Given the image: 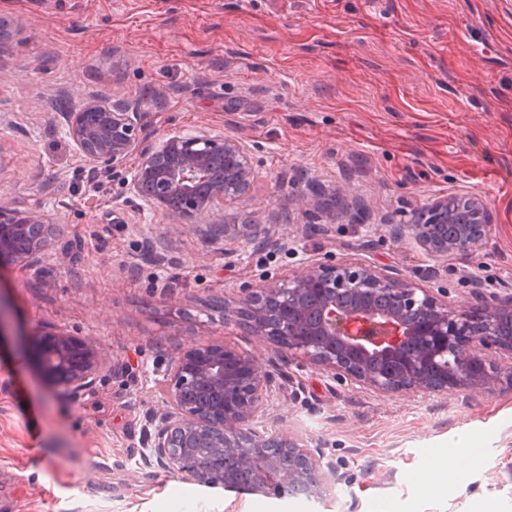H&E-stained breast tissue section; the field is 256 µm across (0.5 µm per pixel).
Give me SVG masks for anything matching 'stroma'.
I'll return each instance as SVG.
<instances>
[{"label": "stroma", "mask_w": 512, "mask_h": 512, "mask_svg": "<svg viewBox=\"0 0 512 512\" xmlns=\"http://www.w3.org/2000/svg\"><path fill=\"white\" fill-rule=\"evenodd\" d=\"M0 20L24 25L0 43V193L57 234L35 268L0 262V512H168L183 478L140 459L167 359L221 337L277 360L224 324L243 284L321 260L393 267L462 305L512 293V0H0ZM99 94L142 101L155 135L249 145L258 181L225 204L226 233L142 208L122 172L90 183L63 108ZM307 180L346 188L368 221L323 226ZM447 194L484 198L482 251L439 260L393 237ZM49 327L120 371L48 388L33 354ZM288 372L263 430L299 433L345 482L320 500L198 485L201 512H512V386L388 397L299 356ZM469 439L480 463L458 457V480L429 489L436 452Z\"/></svg>", "instance_id": "1"}]
</instances>
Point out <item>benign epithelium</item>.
<instances>
[{
    "label": "benign epithelium",
    "instance_id": "benign-epithelium-1",
    "mask_svg": "<svg viewBox=\"0 0 512 512\" xmlns=\"http://www.w3.org/2000/svg\"><path fill=\"white\" fill-rule=\"evenodd\" d=\"M67 132L93 164L117 167L137 156L129 193L155 212L184 224L213 219L224 201L248 196L255 184L251 151L239 137L192 132L154 137L134 101L97 95L68 114ZM302 196L336 221V186L309 181ZM455 197L435 199L391 225L397 238L413 240L428 256L468 257L488 243L489 212L479 223L441 220L455 214ZM53 227L38 209H7L0 202V258L33 267L50 246ZM224 321L275 347L286 363L299 354L332 378L386 395H446L452 390L488 393L512 387V294L483 295L476 307L454 305L394 268L369 263L308 262L287 276L265 278L224 300ZM34 359L53 389L72 394L92 387L110 360L86 336L44 330ZM166 407L148 416L142 465L161 466L206 486H224L220 448L237 456L251 483L281 494L299 487L322 498L345 480L336 461L291 431L258 430L280 383L256 353L222 339L179 349L167 367ZM299 466L284 470L277 452Z\"/></svg>",
    "mask_w": 512,
    "mask_h": 512
}]
</instances>
